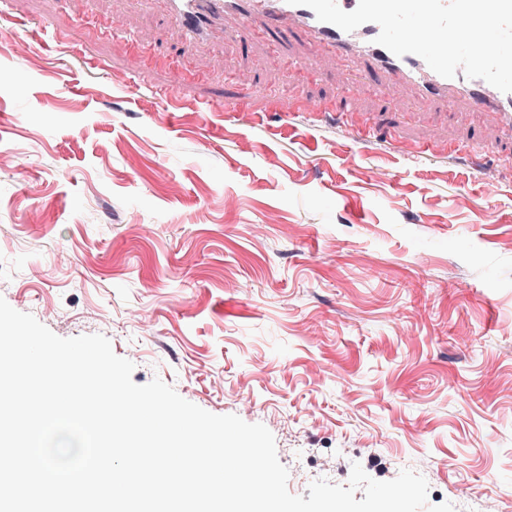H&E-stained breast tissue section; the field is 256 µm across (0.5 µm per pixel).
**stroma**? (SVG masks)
Masks as SVG:
<instances>
[{
  "label": "stroma",
  "instance_id": "35a3bbf8",
  "mask_svg": "<svg viewBox=\"0 0 512 512\" xmlns=\"http://www.w3.org/2000/svg\"><path fill=\"white\" fill-rule=\"evenodd\" d=\"M87 8L109 35L67 0H0V297L53 305L57 336L139 348L134 383L265 425L287 469L326 456L341 485L355 462L380 481L410 469L430 503L474 512L453 495L467 480L512 512V170L388 147L494 127L331 60L302 78L305 43L231 23L192 58L204 80L143 72L127 40L164 59L177 27L146 0ZM168 85L187 107L156 96ZM262 88L374 131L358 146L332 116L232 126L195 108Z\"/></svg>",
  "mask_w": 512,
  "mask_h": 512
}]
</instances>
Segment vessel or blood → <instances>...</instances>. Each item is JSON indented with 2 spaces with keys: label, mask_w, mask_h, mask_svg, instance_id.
I'll use <instances>...</instances> for the list:
<instances>
[{
  "label": "vessel or blood",
  "mask_w": 512,
  "mask_h": 512,
  "mask_svg": "<svg viewBox=\"0 0 512 512\" xmlns=\"http://www.w3.org/2000/svg\"><path fill=\"white\" fill-rule=\"evenodd\" d=\"M170 20L184 35V50L192 52L231 19L246 36L269 34L285 40L298 37L313 49V61L335 59L346 70L365 72L412 89L424 101L439 102L452 112L487 115L499 141L512 140V93L464 74L445 78L419 56H395L376 44L380 28L366 23L346 32L321 22L314 11L288 0H165Z\"/></svg>",
  "instance_id": "vessel-or-blood-1"
}]
</instances>
